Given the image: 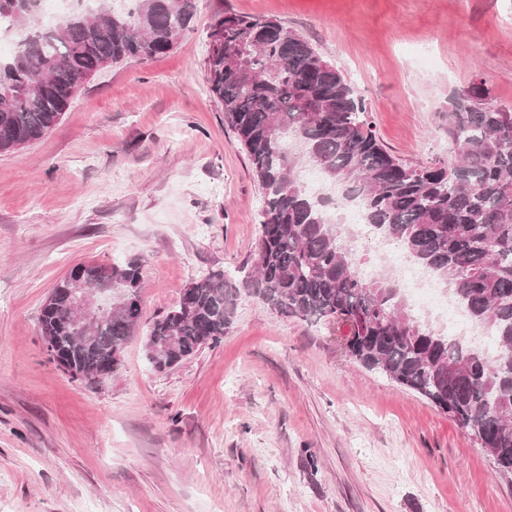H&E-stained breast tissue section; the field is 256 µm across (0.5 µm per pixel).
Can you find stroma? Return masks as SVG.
Masks as SVG:
<instances>
[{
	"label": "stroma",
	"mask_w": 512,
	"mask_h": 512,
	"mask_svg": "<svg viewBox=\"0 0 512 512\" xmlns=\"http://www.w3.org/2000/svg\"><path fill=\"white\" fill-rule=\"evenodd\" d=\"M167 54L108 67L46 136L0 154V512H512V478L416 393L344 356L336 325L247 296L164 372L146 334L184 288L252 262L261 189L205 70L216 14L280 21L367 101L388 150L454 162V95L512 111V0H195ZM141 266L105 380L72 379L40 314L79 263Z\"/></svg>",
	"instance_id": "1"
}]
</instances>
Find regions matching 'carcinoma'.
<instances>
[{"instance_id":"cac0c4a2","label":"carcinoma","mask_w":512,"mask_h":512,"mask_svg":"<svg viewBox=\"0 0 512 512\" xmlns=\"http://www.w3.org/2000/svg\"><path fill=\"white\" fill-rule=\"evenodd\" d=\"M36 6L37 0H0V17L16 43L0 56V153L50 132L80 88L79 77L169 52L195 0H137L128 13L112 6L80 10L52 28L42 25ZM215 20L224 24V41L205 59L210 90L264 195L253 267L240 279L215 270L188 285L191 316L178 306L154 322L146 336L148 363L163 372L219 343L244 292L286 319H359L349 359L480 434L495 470L512 472V112L489 103L484 82L471 84L448 112L457 162L408 166L380 141L364 98L310 41L269 18ZM258 26L278 37L246 41ZM307 166L343 197L357 198L365 223L450 287L470 320L494 336L500 355L423 324L394 281L364 279L360 255L328 219L340 202L331 205L304 188ZM78 269L89 286L112 282V315L83 338L70 318L73 283L65 277L43 306L41 335L66 355L72 379L108 376L140 326L141 306L126 301L139 292L140 265Z\"/></svg>"}]
</instances>
